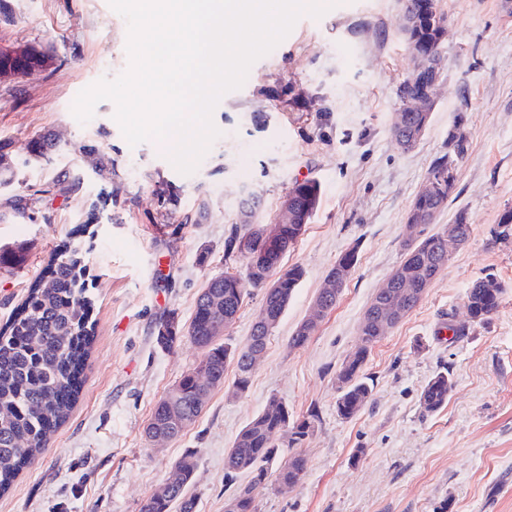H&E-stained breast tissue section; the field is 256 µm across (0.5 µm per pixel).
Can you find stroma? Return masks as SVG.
Wrapping results in <instances>:
<instances>
[{
	"mask_svg": "<svg viewBox=\"0 0 512 512\" xmlns=\"http://www.w3.org/2000/svg\"><path fill=\"white\" fill-rule=\"evenodd\" d=\"M450 19L432 122L401 150L391 134L396 89L412 67L398 29L401 0H339L305 15L250 68L213 112L221 135L190 175L160 142L130 146L111 101L93 117L72 113L77 94L128 66L127 22L108 0H0V43L49 50L53 66L0 80V148L14 173L0 186V329L63 243L82 245L95 341L79 400L46 451L0 496V512H140L173 464L194 454L195 512H224L244 475L224 455L270 397L320 420L302 443L303 481L259 487V512H512V235L496 238L512 207V16L501 0H440ZM463 120L470 143L437 225L466 211L471 237L454 251L423 300L375 343L363 372L372 387L353 418L336 412V375L361 344L359 324L402 259L407 214L448 132ZM52 132L58 150L29 159ZM317 180L320 206L288 256L306 274L274 329L244 394L233 371L197 421L158 442L145 427L156 402L197 365L190 341H155L169 316L187 323L206 278L241 267L225 257L246 192L272 213L292 186ZM173 201H166V191ZM357 248L336 307L302 347L288 339L337 258ZM495 275L505 292L484 324L465 295ZM463 335H454V328ZM454 387L425 412L420 395L440 370Z\"/></svg>",
	"mask_w": 512,
	"mask_h": 512,
	"instance_id": "obj_1",
	"label": "stroma"
}]
</instances>
